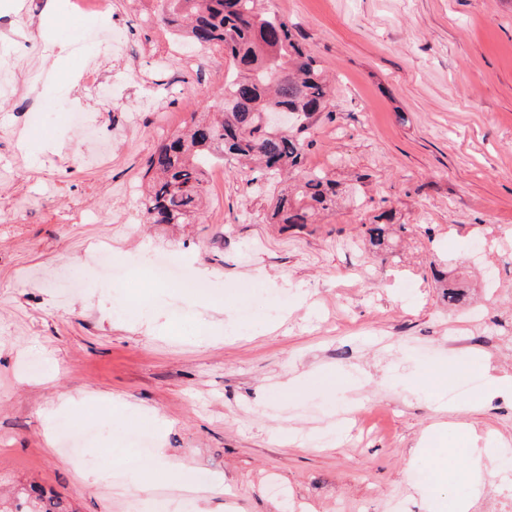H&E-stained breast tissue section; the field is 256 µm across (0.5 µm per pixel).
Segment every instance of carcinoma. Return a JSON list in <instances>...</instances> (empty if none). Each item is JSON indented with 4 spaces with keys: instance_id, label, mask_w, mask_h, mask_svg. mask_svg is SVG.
Segmentation results:
<instances>
[{
    "instance_id": "carcinoma-1",
    "label": "carcinoma",
    "mask_w": 512,
    "mask_h": 512,
    "mask_svg": "<svg viewBox=\"0 0 512 512\" xmlns=\"http://www.w3.org/2000/svg\"><path fill=\"white\" fill-rule=\"evenodd\" d=\"M161 21L201 50L220 49L232 62L224 88L188 130L161 143L148 158L144 210L150 224H192L207 194V166L231 159L254 163L267 180L292 183L276 200L278 224L305 227L336 207V181L306 165L308 132L326 108L329 86L320 60L300 41L287 18L260 0H163ZM395 215L384 210L365 226L374 247L386 244ZM450 304L466 294L432 268ZM0 512H68L59 496L35 486L4 500Z\"/></svg>"
}]
</instances>
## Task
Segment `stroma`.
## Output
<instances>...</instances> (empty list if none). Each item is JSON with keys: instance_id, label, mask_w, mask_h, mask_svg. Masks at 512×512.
<instances>
[{"instance_id": "35a3bbf8", "label": "stroma", "mask_w": 512, "mask_h": 512, "mask_svg": "<svg viewBox=\"0 0 512 512\" xmlns=\"http://www.w3.org/2000/svg\"><path fill=\"white\" fill-rule=\"evenodd\" d=\"M16 2L0 11V61L37 119L21 170L0 144V494L35 484L71 512H155L203 473L182 512H431L421 441L440 425L449 497L512 485V397L474 408L419 385L438 366L512 376V0H262L333 81L306 164L344 192L303 228L268 223L271 186L229 163L198 223H117L121 207L142 209L159 143L136 123L144 102L164 99L162 121L181 129L220 92L223 54L177 53L159 0H107L93 19L68 4L48 36L49 0ZM115 25L126 55L74 51L79 32ZM90 66L111 95L82 87ZM174 80L192 104L167 95ZM76 108L111 137L106 162L81 161ZM386 207L391 258L361 233ZM102 246L130 278L103 283L87 259ZM163 252L210 292L152 283ZM434 260L469 286L480 326L443 299ZM145 302L151 322L113 313ZM462 426L497 451L480 488L473 454L456 451ZM131 427L151 428L185 481L111 495L129 468L110 450Z\"/></svg>"}]
</instances>
